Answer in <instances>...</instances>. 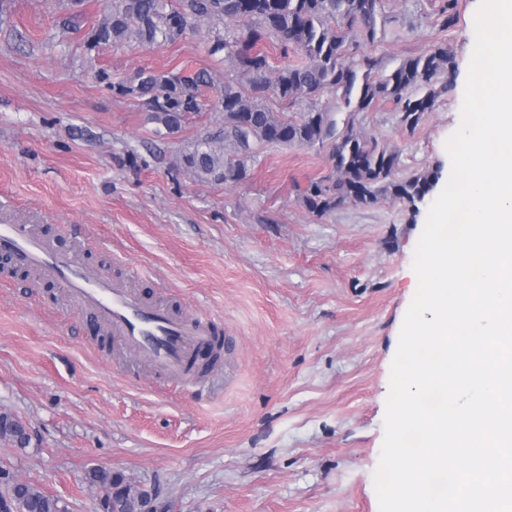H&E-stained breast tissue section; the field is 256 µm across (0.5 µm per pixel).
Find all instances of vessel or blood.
I'll list each match as a JSON object with an SVG mask.
<instances>
[{
  "label": "vessel or blood",
  "instance_id": "1",
  "mask_svg": "<svg viewBox=\"0 0 512 512\" xmlns=\"http://www.w3.org/2000/svg\"><path fill=\"white\" fill-rule=\"evenodd\" d=\"M39 278L60 282L88 317L108 329L159 378L194 386V365L219 343L209 327L148 300L126 282L88 274L74 252L59 251L35 224H0V252Z\"/></svg>",
  "mask_w": 512,
  "mask_h": 512
}]
</instances>
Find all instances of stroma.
<instances>
[{
  "label": "stroma",
  "mask_w": 512,
  "mask_h": 512,
  "mask_svg": "<svg viewBox=\"0 0 512 512\" xmlns=\"http://www.w3.org/2000/svg\"><path fill=\"white\" fill-rule=\"evenodd\" d=\"M382 0L357 72L389 75L446 46L447 92L402 123L392 107L358 113L368 138L398 153V175L426 170L446 186L447 137L460 125L479 0ZM105 0H0V222L37 224L88 269L130 280L149 298L219 325L236 342L196 393L131 357L57 283L0 270V413L25 421L26 450L0 440V468L98 512L88 468L122 472L168 512H379L374 484L391 364L418 281L414 251L429 202L392 197L318 217L297 191L329 174L328 149L267 146L248 179L196 180L179 158L221 112L176 133L115 89L141 70L211 69L218 31L201 19L175 44L88 50Z\"/></svg>",
  "instance_id": "35a3bbf8"
}]
</instances>
